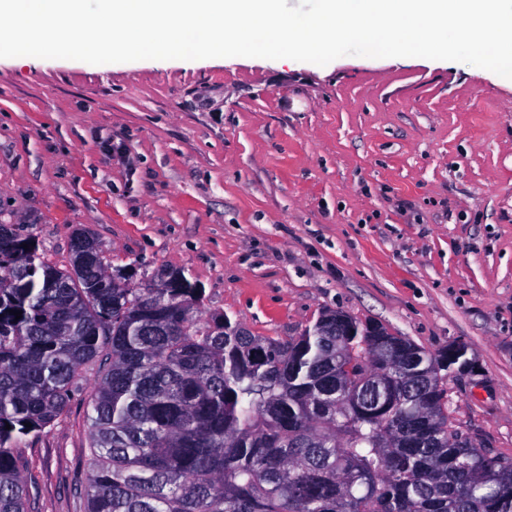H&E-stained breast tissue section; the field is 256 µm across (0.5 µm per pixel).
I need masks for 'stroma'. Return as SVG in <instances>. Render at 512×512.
Instances as JSON below:
<instances>
[{
	"instance_id": "35a3bbf8",
	"label": "stroma",
	"mask_w": 512,
	"mask_h": 512,
	"mask_svg": "<svg viewBox=\"0 0 512 512\" xmlns=\"http://www.w3.org/2000/svg\"><path fill=\"white\" fill-rule=\"evenodd\" d=\"M0 224L68 265L183 270L296 336L322 310L437 351L459 434L512 459V79L466 63L0 58ZM37 512H84V399L23 440Z\"/></svg>"
}]
</instances>
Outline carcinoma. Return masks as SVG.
<instances>
[{
    "mask_svg": "<svg viewBox=\"0 0 512 512\" xmlns=\"http://www.w3.org/2000/svg\"><path fill=\"white\" fill-rule=\"evenodd\" d=\"M338 314L258 336L181 270L136 284L83 229L60 268L0 224V512H34L18 444L102 357L86 512H512V461L451 429L445 350Z\"/></svg>",
    "mask_w": 512,
    "mask_h": 512,
    "instance_id": "obj_1",
    "label": "carcinoma"
}]
</instances>
